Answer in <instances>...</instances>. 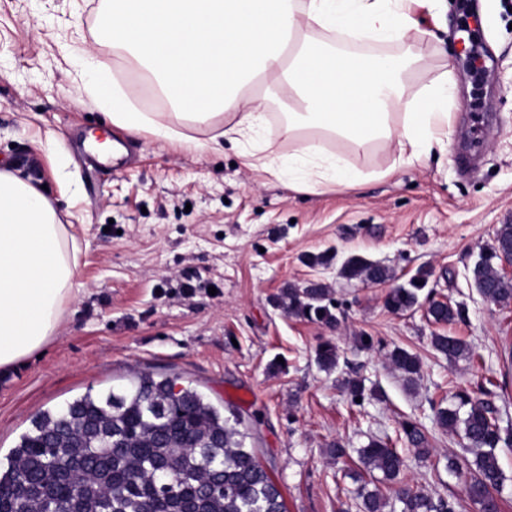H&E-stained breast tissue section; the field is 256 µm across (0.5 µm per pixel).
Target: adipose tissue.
<instances>
[{"mask_svg": "<svg viewBox=\"0 0 512 512\" xmlns=\"http://www.w3.org/2000/svg\"><path fill=\"white\" fill-rule=\"evenodd\" d=\"M99 32L152 81L166 111L140 112L111 87V68L91 67L87 92L116 127L203 149L233 142L244 166L314 190L364 179L354 160L396 144L398 163L429 158L448 138V82L406 96L416 55L369 57L312 48L319 28L359 40L403 41L415 25L404 0H104ZM288 103L294 148L262 140L265 97H245L252 79ZM199 126L208 140L192 139ZM77 244L33 184L0 169V368L31 355L54 333L65 300L79 291Z\"/></svg>", "mask_w": 512, "mask_h": 512, "instance_id": "1", "label": "adipose tissue"}]
</instances>
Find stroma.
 Returning <instances> with one entry per match:
<instances>
[{"label": "stroma", "mask_w": 512, "mask_h": 512, "mask_svg": "<svg viewBox=\"0 0 512 512\" xmlns=\"http://www.w3.org/2000/svg\"><path fill=\"white\" fill-rule=\"evenodd\" d=\"M100 5L0 0V168L45 187L77 241L82 283L38 354L0 370V459L38 411L147 371L235 412L288 512H358L356 451L385 436L403 450L401 480L447 496L456 512H478L465 475L448 470L463 438L443 431L434 409L481 386L512 429V306L484 301L468 278L500 224L512 223V0H420L412 16L422 37L360 45L419 56L407 95L448 79V146L403 166L397 146L372 148L358 160L368 178L315 193L246 168L229 141L199 150L112 125L85 92L72 46L109 61L139 110L166 106L110 43L96 42ZM92 133L129 138L133 157L99 171L83 146ZM351 254L392 268L401 284L430 269L427 291L465 305L466 320L444 327L422 306L390 312V284L340 276ZM312 282L331 288L337 324L276 306L282 289ZM441 332L467 341L471 358L452 364L435 351ZM326 343L339 354L330 370L317 362ZM397 347L421 361L414 387L388 364ZM351 380L362 382L363 400L352 399ZM406 420L424 431L427 458L402 439ZM335 442L344 459L330 456Z\"/></svg>", "instance_id": "stroma-1"}]
</instances>
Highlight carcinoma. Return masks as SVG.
<instances>
[{"mask_svg": "<svg viewBox=\"0 0 512 512\" xmlns=\"http://www.w3.org/2000/svg\"><path fill=\"white\" fill-rule=\"evenodd\" d=\"M511 253L512 224L506 223L470 268L471 281L484 301L512 304V277L502 269V256ZM340 275L378 284L396 279L389 268L357 255L342 263ZM430 275L421 268L408 283L391 288L385 306L396 314L413 310ZM281 304L291 315L338 323L329 289L321 284L288 288ZM427 314L438 324H452L465 320L467 310L461 304L432 301ZM431 344L450 361L471 356L470 346L456 336L435 334ZM387 360L407 385L416 383L421 372L417 355L397 347ZM318 363L325 369L337 366V347L321 346ZM455 398L456 404L435 410V420L446 431H463L473 459H450L448 468L470 474L466 493L480 512H499L494 491L503 474L497 450L512 447V431L498 424L489 393L460 390ZM238 424L239 419L224 417L196 390H177L175 380L141 372L126 388L89 391L57 410L37 414L32 428L0 463V509L20 503L28 486L34 492L25 504L29 512L44 509V487L51 492L50 508L58 512L78 493L84 497L83 512H286L255 449L244 446ZM403 432L419 456L429 454L426 435L417 424L405 422ZM71 433L77 434L70 452L78 458L80 476L62 481L54 458L57 446ZM205 455L215 458L210 469L199 466ZM358 458L366 472H378L389 481L397 480L404 467L401 455L384 439L370 440L358 450ZM358 497L363 512H384L388 506L379 490L365 485ZM395 500L402 504L401 512H456L448 498H435L409 483L399 485Z\"/></svg>", "mask_w": 512, "mask_h": 512, "instance_id": "obj_1", "label": "carcinoma"}]
</instances>
